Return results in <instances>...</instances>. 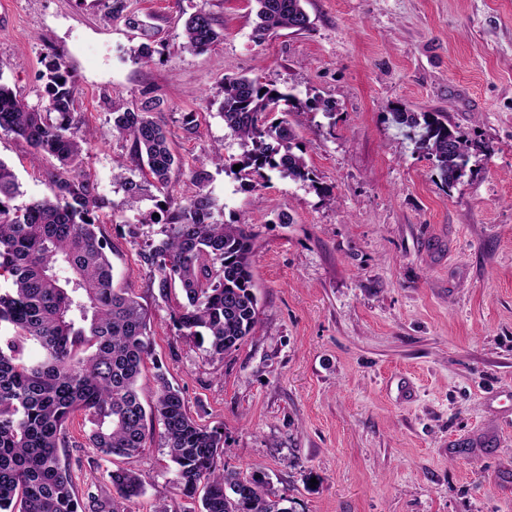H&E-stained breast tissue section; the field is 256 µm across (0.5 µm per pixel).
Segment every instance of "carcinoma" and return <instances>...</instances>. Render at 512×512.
Listing matches in <instances>:
<instances>
[{"mask_svg":"<svg viewBox=\"0 0 512 512\" xmlns=\"http://www.w3.org/2000/svg\"><path fill=\"white\" fill-rule=\"evenodd\" d=\"M248 2L255 5L259 42L281 29L309 27L304 0ZM220 37L214 18L200 9L185 22L182 48L201 53ZM222 92L224 124L242 148L228 168L241 165L244 179L275 170L313 181L306 159L295 152L291 123L275 115L288 95L247 76L224 78ZM47 95L41 111L0 83V131L62 165L54 198L19 206L18 179L0 160V277L11 281L0 289V512H126L125 504L142 495V475L119 467L107 473L112 495L93 496L90 507L83 506L70 463L60 454L72 445L67 425L77 412L89 423L86 440L106 457L139 456L159 436L174 467L175 489L190 499L203 489L198 512H294L262 472L217 468L224 428L198 423L152 358L148 309L113 286L111 244L97 233L94 185L84 175H70L84 139L73 123L75 82L61 62L47 65ZM161 105L148 98L112 112V134L130 141L129 160L141 172L138 181L120 177L131 209L149 187L166 186L176 165L167 132L152 116ZM391 115L434 160L444 182L462 177L470 146L443 114L396 107ZM156 207L161 238L146 244L140 258L161 298L169 299L176 284L183 291L184 302L171 314L177 335L207 337L206 354L221 359L257 324L252 234L245 223L214 219V202L202 192L184 205ZM149 359L158 390L147 409L137 383Z\"/></svg>","mask_w":512,"mask_h":512,"instance_id":"obj_1","label":"carcinoma"}]
</instances>
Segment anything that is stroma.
Listing matches in <instances>:
<instances>
[{
	"label": "stroma",
	"instance_id": "obj_1",
	"mask_svg": "<svg viewBox=\"0 0 512 512\" xmlns=\"http://www.w3.org/2000/svg\"><path fill=\"white\" fill-rule=\"evenodd\" d=\"M107 3L0 0V82L42 108L48 62L73 76L80 171L114 281L150 309L154 355L191 415L223 428L220 464L262 471L295 512H512V0H306L307 30L262 43L247 0H129L115 20ZM199 9L224 37L192 54L183 24ZM143 44L151 59H133ZM242 74L331 105L288 115L329 196L212 164L241 152L220 102L224 79ZM150 97L178 164L132 210L115 169L130 144L112 136V109ZM395 107L443 113L469 141L458 182L392 122ZM0 160L23 201L52 196L56 158L0 131ZM201 190L216 219L255 235V333L214 360L176 335L168 303L183 294L162 300L140 259L160 238L142 213ZM68 430L80 498L110 492L115 464L85 445L82 415ZM118 465L146 477L127 512H192L159 444Z\"/></svg>",
	"mask_w": 512,
	"mask_h": 512
}]
</instances>
